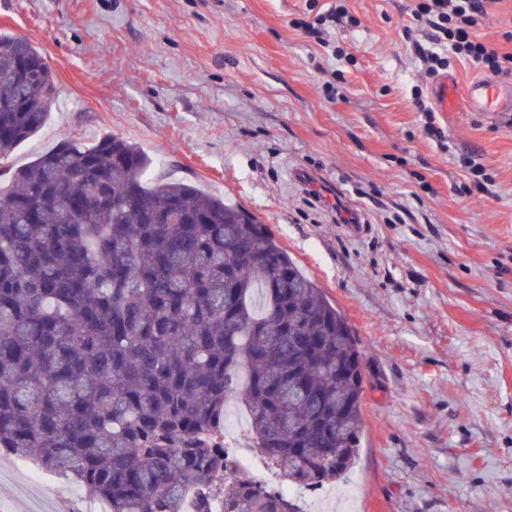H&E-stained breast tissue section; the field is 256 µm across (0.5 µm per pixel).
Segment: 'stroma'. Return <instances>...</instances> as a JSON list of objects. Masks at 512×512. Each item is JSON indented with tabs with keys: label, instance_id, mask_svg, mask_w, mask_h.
I'll list each match as a JSON object with an SVG mask.
<instances>
[{
	"label": "stroma",
	"instance_id": "stroma-1",
	"mask_svg": "<svg viewBox=\"0 0 512 512\" xmlns=\"http://www.w3.org/2000/svg\"><path fill=\"white\" fill-rule=\"evenodd\" d=\"M330 0H0V32L48 58L58 101L8 163L116 134L152 176L256 215L354 328L364 431L354 512H512V116L440 112L407 48L412 0H346L341 55L300 29ZM493 185L466 190L469 162ZM357 211L353 235L298 179ZM0 468V512H86L73 480Z\"/></svg>",
	"mask_w": 512,
	"mask_h": 512
}]
</instances>
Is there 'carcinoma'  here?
<instances>
[{
    "mask_svg": "<svg viewBox=\"0 0 512 512\" xmlns=\"http://www.w3.org/2000/svg\"><path fill=\"white\" fill-rule=\"evenodd\" d=\"M56 99L46 56L0 33V449L107 512H285L228 463L235 395L283 478H344L365 390L344 315L242 206L147 185L121 136L4 165Z\"/></svg>",
    "mask_w": 512,
    "mask_h": 512,
    "instance_id": "cac0c4a2",
    "label": "carcinoma"
}]
</instances>
